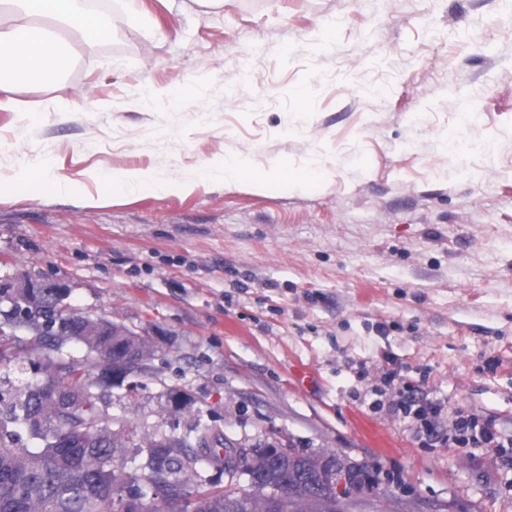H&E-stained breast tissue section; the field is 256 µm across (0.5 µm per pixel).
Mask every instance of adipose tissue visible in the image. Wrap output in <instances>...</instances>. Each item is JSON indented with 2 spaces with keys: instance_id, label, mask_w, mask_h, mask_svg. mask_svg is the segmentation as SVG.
<instances>
[{
  "instance_id": "adipose-tissue-1",
  "label": "adipose tissue",
  "mask_w": 512,
  "mask_h": 512,
  "mask_svg": "<svg viewBox=\"0 0 512 512\" xmlns=\"http://www.w3.org/2000/svg\"><path fill=\"white\" fill-rule=\"evenodd\" d=\"M0 4L15 8L10 23L0 27V60L17 77L53 79L54 65L66 47L52 34V25H62L89 43L105 34L100 16L88 8L86 0H0ZM179 186V181L152 171H118L110 180V191L116 195L145 187L168 194Z\"/></svg>"
}]
</instances>
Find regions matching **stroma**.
<instances>
[{"instance_id":"1","label":"stroma","mask_w":512,"mask_h":512,"mask_svg":"<svg viewBox=\"0 0 512 512\" xmlns=\"http://www.w3.org/2000/svg\"><path fill=\"white\" fill-rule=\"evenodd\" d=\"M91 8L106 34L55 81L0 72L47 114L0 108V281L58 279L165 352L113 391L132 424L205 411L237 442L335 452L376 472L356 512H512V471L449 439L461 411L512 436V0ZM456 138L502 151L489 168ZM41 154L79 196L30 188ZM225 156L231 185L104 182ZM406 383L435 433L388 411ZM180 186L181 182L152 171H118L112 173L110 179V191L116 195L134 194L143 187H152L157 193L168 194Z\"/></svg>"}]
</instances>
